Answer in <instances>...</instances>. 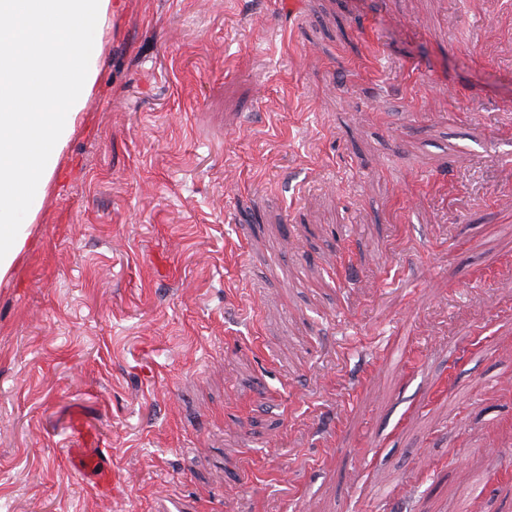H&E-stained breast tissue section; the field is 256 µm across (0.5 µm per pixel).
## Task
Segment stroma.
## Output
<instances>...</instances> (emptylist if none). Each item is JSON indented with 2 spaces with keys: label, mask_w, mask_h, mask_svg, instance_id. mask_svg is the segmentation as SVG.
<instances>
[{
  "label": "stroma",
  "mask_w": 512,
  "mask_h": 512,
  "mask_svg": "<svg viewBox=\"0 0 512 512\" xmlns=\"http://www.w3.org/2000/svg\"><path fill=\"white\" fill-rule=\"evenodd\" d=\"M102 40L0 281V512H512V0H112ZM82 449L72 448L74 462L92 475L95 492L102 495L112 494V468L106 464L105 455V452L109 453V448H98V453L94 457L82 455Z\"/></svg>",
  "instance_id": "35a3bbf8"
}]
</instances>
